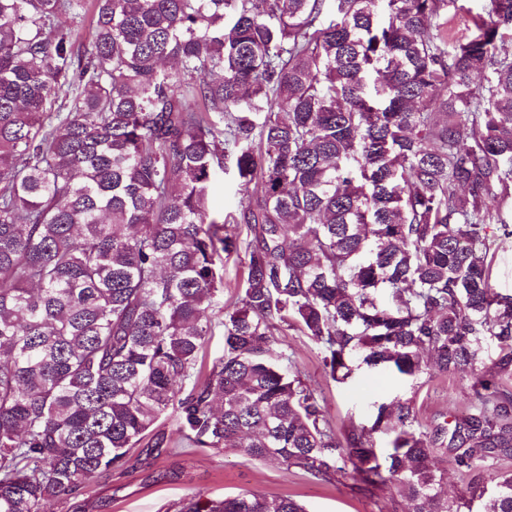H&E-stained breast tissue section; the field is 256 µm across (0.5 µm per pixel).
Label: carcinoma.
<instances>
[{
    "label": "carcinoma",
    "mask_w": 512,
    "mask_h": 512,
    "mask_svg": "<svg viewBox=\"0 0 512 512\" xmlns=\"http://www.w3.org/2000/svg\"><path fill=\"white\" fill-rule=\"evenodd\" d=\"M457 2L0 0V512H44L147 437L168 447L170 414L186 451L324 480L348 462L406 512H512V473L450 503L435 466L512 448V295L486 232L512 236V0L461 35ZM86 14L83 48L58 18ZM228 157L244 248L208 205ZM279 327L338 383L467 371L475 411L445 448L410 398L339 435ZM176 512L304 508L192 493ZM240 257L224 259V310L225 306L234 304L241 296L247 278V267ZM224 320V312L212 315V336H209L203 352L199 356L198 368L203 355L204 371L211 366L212 361L221 356L224 352V328L220 322Z\"/></svg>",
    "instance_id": "carcinoma-1"
}]
</instances>
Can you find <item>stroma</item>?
Here are the masks:
<instances>
[{"label":"stroma","mask_w":512,"mask_h":512,"mask_svg":"<svg viewBox=\"0 0 512 512\" xmlns=\"http://www.w3.org/2000/svg\"><path fill=\"white\" fill-rule=\"evenodd\" d=\"M248 202L234 167L226 166L211 186V209L236 216ZM280 340L303 380L317 391L336 430L368 425L374 402L397 397L413 399L418 421L429 432L446 427L473 408L467 375H436L412 388L390 373L374 371L342 385L331 380L318 346L308 337L287 330ZM439 465L443 491L457 499L468 494L473 484L489 483L493 472H512V457L499 459L490 470L460 468L450 454L440 456ZM191 492L214 500L245 492L289 496L306 512H390L393 506L392 491L359 489L348 472L330 480L316 479L234 451L172 455L167 449L143 444L133 449L123 468L102 474L67 499L47 504L46 512H174V503Z\"/></svg>","instance_id":"obj_1"}]
</instances>
